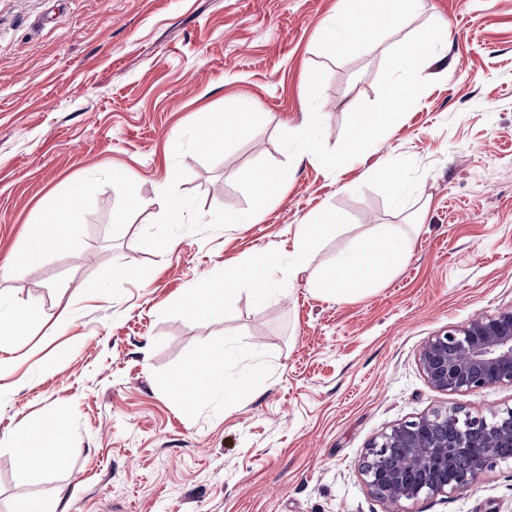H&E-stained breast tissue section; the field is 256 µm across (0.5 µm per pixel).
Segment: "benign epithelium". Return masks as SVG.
Segmentation results:
<instances>
[{
    "instance_id": "benign-epithelium-1",
    "label": "benign epithelium",
    "mask_w": 512,
    "mask_h": 512,
    "mask_svg": "<svg viewBox=\"0 0 512 512\" xmlns=\"http://www.w3.org/2000/svg\"><path fill=\"white\" fill-rule=\"evenodd\" d=\"M419 366L434 389L452 394L512 386V309L479 315L429 338ZM512 448V406L490 415L462 407L435 410L373 439L360 464L371 493L396 506L404 501L476 488Z\"/></svg>"
}]
</instances>
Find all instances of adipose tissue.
Listing matches in <instances>:
<instances>
[{"instance_id":"ef3b65f1","label":"adipose tissue","mask_w":512,"mask_h":512,"mask_svg":"<svg viewBox=\"0 0 512 512\" xmlns=\"http://www.w3.org/2000/svg\"><path fill=\"white\" fill-rule=\"evenodd\" d=\"M116 183L127 192L130 206L135 208L158 207L165 218L172 223L181 220L185 210L182 199L160 191L154 197L139 194L133 181L125 175L115 177ZM80 205L79 194H70L58 201L41 222L29 225L27 237L34 244L31 251L22 253L24 263H35L42 252L64 248L72 252L82 251V243L70 235L68 226ZM337 230L333 216H326L308 224L297 225L294 233V250L288 258L267 252L249 259L224 277L225 292L239 287L250 290L256 301H265L273 283L295 280L305 267L319 241ZM410 252V240L402 225L394 224L379 236L360 240L349 251L337 256L326 266L317 285L321 291L336 299L347 294L360 293L372 288L386 277ZM225 344L211 347L207 354L177 374L171 381L172 387L187 402L223 388L225 396L239 395L244 385L230 383L224 378ZM68 431L65 422H58L51 433H43L38 427L18 430L11 439L17 467L25 472L35 473L55 469L64 462L68 446Z\"/></svg>"}]
</instances>
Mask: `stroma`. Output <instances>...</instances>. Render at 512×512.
Returning a JSON list of instances; mask_svg holds the SVG:
<instances>
[{
	"label": "stroma",
	"instance_id": "stroma-1",
	"mask_svg": "<svg viewBox=\"0 0 512 512\" xmlns=\"http://www.w3.org/2000/svg\"><path fill=\"white\" fill-rule=\"evenodd\" d=\"M349 5L0 0V295L35 312L27 335L0 341V439L62 419L72 446L35 477L0 446V512L31 498L67 512H390L358 472L376 436L436 409L512 406V386L441 392L418 363L429 337L512 308V0H424L393 23L388 0H366L368 32L337 53L323 25ZM432 22L447 47L421 67L431 84L372 147L333 172L289 157L280 133L314 109L307 73H326L315 109L338 147L388 52ZM244 101L255 132L211 164L175 156L187 126ZM262 159L290 170L259 223L183 232L167 253L139 242L157 208L129 207L113 181L151 198L180 166L203 217L241 213L235 180ZM87 183L69 226L83 252L21 262L27 226ZM322 213L341 230L294 282L262 304L240 289L193 310L245 259L291 253L296 226ZM388 224L411 237L403 265L341 301L316 290L323 265ZM117 263L137 279L115 278ZM223 341L224 377L246 389L180 402L171 378ZM397 512H512V459Z\"/></svg>",
	"mask_w": 512,
	"mask_h": 512
}]
</instances>
